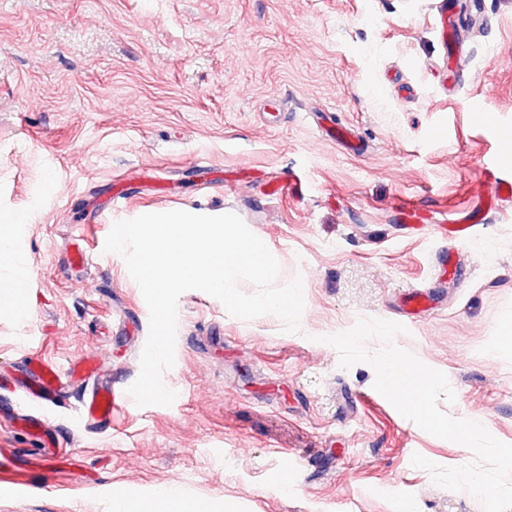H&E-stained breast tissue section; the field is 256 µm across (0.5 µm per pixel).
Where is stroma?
<instances>
[{
    "mask_svg": "<svg viewBox=\"0 0 512 512\" xmlns=\"http://www.w3.org/2000/svg\"><path fill=\"white\" fill-rule=\"evenodd\" d=\"M474 20L453 53L450 0H0V214L27 215L0 282V375L40 356L66 370L96 355L115 382L112 422L84 429L82 387L48 405L0 396V449L29 462L40 420L65 449L59 483L0 491V512H112L111 493L243 512H482L414 467L470 463L465 446L404 418L365 363L344 369L322 336L374 317L444 372L457 419L512 444V198L478 203L491 163L512 156V0H464ZM495 118L474 123V109ZM234 213L301 277L300 332L217 299L178 300L172 405L137 406L149 311L115 222L154 210ZM474 209L469 239L441 227ZM90 265L70 264L73 243ZM451 255L456 273L438 260ZM434 307L404 313L398 294ZM300 475L279 480L284 455Z\"/></svg>",
    "mask_w": 512,
    "mask_h": 512,
    "instance_id": "1",
    "label": "stroma"
}]
</instances>
